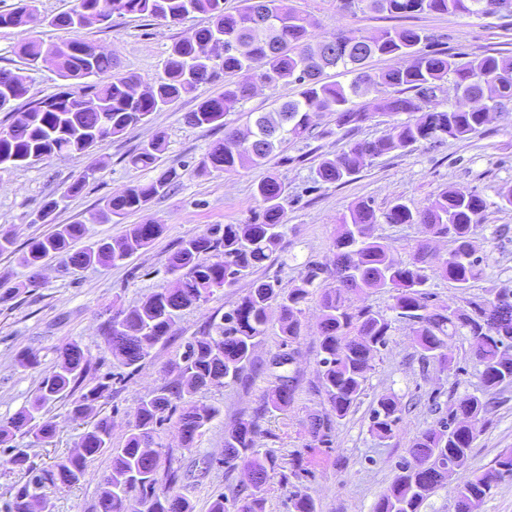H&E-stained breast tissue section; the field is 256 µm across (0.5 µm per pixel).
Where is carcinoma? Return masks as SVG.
Instances as JSON below:
<instances>
[{
	"label": "carcinoma",
	"mask_w": 512,
	"mask_h": 512,
	"mask_svg": "<svg viewBox=\"0 0 512 512\" xmlns=\"http://www.w3.org/2000/svg\"><path fill=\"white\" fill-rule=\"evenodd\" d=\"M240 2L234 12L226 11L224 0H75L71 9L50 18L41 15L38 0H16L12 8L0 10L1 33L47 24L70 34L59 43L30 38L14 47L31 67L51 62L66 82L63 90L36 99L30 85L12 84L13 72L0 69V110L16 113L13 122L0 129V174L33 167L51 157L88 155L100 142L123 135L199 85L224 75L228 77L224 91L184 116L192 127L221 124L250 95L251 85L229 81L241 72L251 73L254 81L265 86H292L296 93L273 110L256 115L251 140L240 139L235 129L225 131L224 141L211 146L195 165L198 173L260 167L282 145L311 138L312 117L319 113L335 117L336 128L324 131L327 136L356 130L376 114L410 115L377 138L346 142L319 163L315 183L342 184L368 160L403 153L419 144L434 147L450 139L466 140L488 123L489 115L512 110V57L450 55L434 48L435 36L422 28L392 27L376 35L353 28L319 35L314 31L315 20L300 13L291 0ZM500 4L501 0H339L345 11L370 10L391 18L499 16ZM94 14L105 20L116 14L172 24L202 14L207 24L171 45L163 75L135 97L130 84L138 78L117 74L112 55L94 52L92 43L82 37L83 19ZM374 56L407 57L410 62L372 72L364 63ZM328 68L343 69L350 82H323L321 75ZM450 79L462 98L475 99L479 106L470 110L440 106L437 92ZM369 94L373 95L370 105H353L354 98ZM166 149L167 135L160 131L128 156L129 168L157 175L107 198L100 218L109 221L137 212L182 183L185 171L163 164ZM256 193L262 206L247 223L215 224L181 240L166 264V272L174 277L172 287L156 290L113 315L105 336L114 365L137 366L156 345L174 335L181 312L219 288L236 286L270 260L283 239L287 189L278 177L267 176L257 183ZM486 209V199L470 188L444 191L424 207L397 202L380 214L370 202H360L340 219L333 268L311 263L298 284L287 290L276 279L252 281L220 322L174 355L169 362L173 379L141 399L129 433L118 447L112 446L110 417L89 420L109 392V383L99 382L77 393L91 358L78 343L66 344L28 406L0 423V468L30 476L6 503V512H31L32 501L40 499V490L47 486L70 488L85 482L91 463L104 454L111 458V469L101 482L98 512H193L189 499L177 491L185 474L173 450L158 442L160 429L174 422L181 447L194 448L219 410L212 405L186 407L182 405L185 396L240 378L266 335L273 307L279 311L282 346H290L300 336L304 304L315 288L320 289L321 310L319 378L329 405L328 413L310 424L317 447L331 446L335 421L357 404L374 357L389 341L394 318L412 322L416 345L424 356L441 363L447 361L448 346L455 338L470 337L484 389L511 384L512 296L499 294L492 299H468L463 306L454 302L444 306L432 303L426 290L432 274L461 289L482 277L485 264L476 255L473 239L483 227ZM381 222L422 224L434 236L451 239L454 248L437 263L428 246L420 243L403 259L390 244L371 236V227ZM163 231L162 224H130L120 236L76 249L75 243L85 236V224H57L50 234L29 243L23 265L32 273L9 287L7 294L40 287L38 269L52 258H61L73 270L91 264L118 266ZM329 278L333 285H323ZM369 289L390 293L389 311L353 306L351 295ZM273 378L262 397L263 406L267 411H284L294 399L293 389L288 376ZM56 400L68 401L70 421L86 424L78 443L82 451L58 456L40 468L24 449L9 448L7 443L22 430L41 443L52 442L59 425L44 417L42 410ZM487 406L483 397L467 395L448 417L424 430L408 449L409 458L398 464L399 473L374 512H421L428 494L449 482L454 483V512H475L491 493L495 479L512 477L511 450L501 453L490 471L468 468ZM401 411L395 397H380L371 409V431L381 438L392 436ZM260 434L255 419L242 420L225 432L224 457L216 462L226 469H243L250 476V492L230 504L220 495L209 512H264L265 486L276 460L272 451L257 448ZM216 462L207 456L199 458L197 477H206ZM303 473L294 468L281 472V480L291 487L289 508L316 512L313 498L297 485Z\"/></svg>",
	"instance_id": "obj_1"
}]
</instances>
